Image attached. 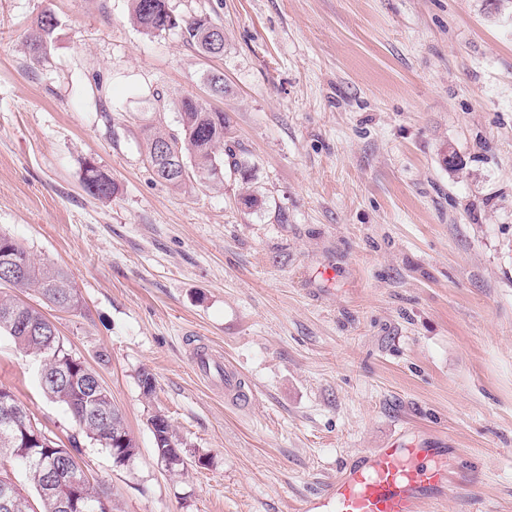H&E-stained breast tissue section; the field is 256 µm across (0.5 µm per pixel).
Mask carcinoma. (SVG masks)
Here are the masks:
<instances>
[{
    "instance_id": "carcinoma-1",
    "label": "carcinoma",
    "mask_w": 512,
    "mask_h": 512,
    "mask_svg": "<svg viewBox=\"0 0 512 512\" xmlns=\"http://www.w3.org/2000/svg\"><path fill=\"white\" fill-rule=\"evenodd\" d=\"M131 20L148 34L177 29L183 39L207 53L205 32L214 26L206 18L183 19L172 16L166 0H131ZM56 26L55 16L45 11L37 17L28 39L29 53L39 59L47 38ZM179 128L176 131L148 129L145 139L146 157L156 177L173 189L186 186L193 177H202L216 184L224 182V168L238 174L242 183L252 180L253 167L245 157L240 144L231 140L229 123L224 113L215 111L206 103L184 97L178 104ZM85 190L98 198H109L114 193L112 179L89 163L84 168ZM15 288H33L46 306L66 311L79 308L80 300L68 274L50 265H36L24 247L12 237L0 234V281ZM54 324L40 309L15 295L0 294V335L9 336L15 345L28 355L39 358L42 370L38 380L43 391L64 407L83 435L101 442L102 434L110 429L126 437L125 442H106L115 463L125 464L136 455V443L130 435L120 410L105 393L91 410H85V398L91 396L96 372L72 354L64 342L49 345L46 337ZM21 413L20 425L12 430L0 424V463L15 462L25 471L26 480L35 497L22 493L11 502L10 509L0 512H61L56 497L45 491V470L39 464L44 459L81 483L80 495L91 505V512H112L104 506L101 497L108 495L101 482L88 477L72 451L54 440L41 444L26 436L22 427L27 422V408L12 391L0 386V415L6 409ZM158 458L177 459L184 448L170 424L153 434Z\"/></svg>"
}]
</instances>
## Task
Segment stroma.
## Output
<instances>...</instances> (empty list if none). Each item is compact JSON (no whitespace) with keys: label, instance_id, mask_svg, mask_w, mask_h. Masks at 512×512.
<instances>
[{"label":"stroma","instance_id":"stroma-1","mask_svg":"<svg viewBox=\"0 0 512 512\" xmlns=\"http://www.w3.org/2000/svg\"><path fill=\"white\" fill-rule=\"evenodd\" d=\"M167 6L221 25L223 55L143 32L130 0H0V231L69 274L81 309L50 317L135 457L81 437L3 334L0 386L78 437L114 512H297L359 452L420 431L459 456L423 512H512V0ZM187 96L228 116L261 209L234 174L176 191L154 175L143 128L177 129ZM89 163L111 198L85 191ZM202 346L244 374L248 407L196 377ZM156 414L184 470L159 461ZM56 24L55 16L50 11H45L37 17L27 41L29 53L33 59L37 60L41 57L47 38L54 31Z\"/></svg>","mask_w":512,"mask_h":512}]
</instances>
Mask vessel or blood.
<instances>
[{"mask_svg":"<svg viewBox=\"0 0 512 512\" xmlns=\"http://www.w3.org/2000/svg\"><path fill=\"white\" fill-rule=\"evenodd\" d=\"M193 368L211 384L223 385L232 404H251L241 372L216 352L197 350ZM449 465L442 441L415 444L398 436L359 453L323 494L302 498L298 512H422L425 502L447 496Z\"/></svg>","mask_w":512,"mask_h":512,"instance_id":"b4317fda","label":"vessel or blood"}]
</instances>
